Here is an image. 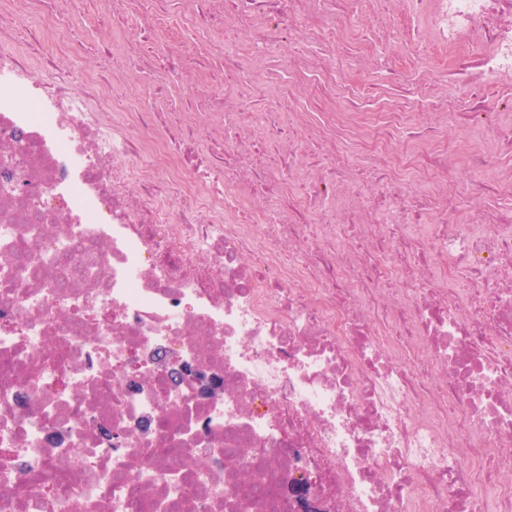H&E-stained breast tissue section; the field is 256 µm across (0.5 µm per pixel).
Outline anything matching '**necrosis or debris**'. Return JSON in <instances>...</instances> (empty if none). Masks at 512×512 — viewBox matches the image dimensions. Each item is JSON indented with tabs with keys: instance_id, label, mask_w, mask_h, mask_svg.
<instances>
[{
	"instance_id": "1",
	"label": "necrosis or debris",
	"mask_w": 512,
	"mask_h": 512,
	"mask_svg": "<svg viewBox=\"0 0 512 512\" xmlns=\"http://www.w3.org/2000/svg\"><path fill=\"white\" fill-rule=\"evenodd\" d=\"M34 2L45 29L0 0V41L28 46L0 55V512H56L29 489L55 469L97 512H301L305 490L315 512H512V0H411L469 111L421 101L396 138L407 101L356 111L337 79L366 62L344 58L280 77L302 99L264 106L260 145L224 94L187 87L215 134L129 93L153 56L87 72L84 11ZM306 3L317 40L365 24L336 0H104L135 41L178 16L246 43L213 56L242 93L270 45L306 52ZM312 112L326 160L301 180ZM477 126L490 151H466ZM171 365L180 374L183 380L198 384L199 391L202 395L209 398L223 396L224 387L220 379L213 376L201 378V374L197 370L177 361L171 363Z\"/></svg>"
}]
</instances>
